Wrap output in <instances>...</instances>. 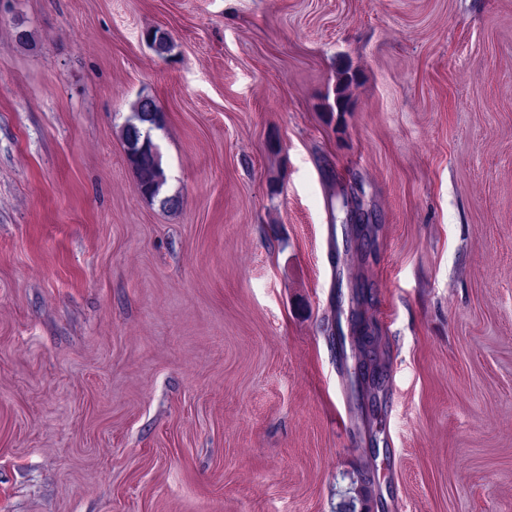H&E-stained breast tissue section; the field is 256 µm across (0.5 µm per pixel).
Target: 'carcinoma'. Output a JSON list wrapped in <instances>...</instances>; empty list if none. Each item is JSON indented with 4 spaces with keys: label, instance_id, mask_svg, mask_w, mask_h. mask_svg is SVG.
<instances>
[{
    "label": "carcinoma",
    "instance_id": "obj_1",
    "mask_svg": "<svg viewBox=\"0 0 512 512\" xmlns=\"http://www.w3.org/2000/svg\"><path fill=\"white\" fill-rule=\"evenodd\" d=\"M147 40L158 54L171 50L167 34L159 29L147 33ZM165 116L149 96L139 97L132 105L131 115L123 126L126 156L132 167L140 194L150 201H159L164 209H176L181 201L177 196H161L166 176L161 157L152 153L154 132L164 129Z\"/></svg>",
    "mask_w": 512,
    "mask_h": 512
}]
</instances>
